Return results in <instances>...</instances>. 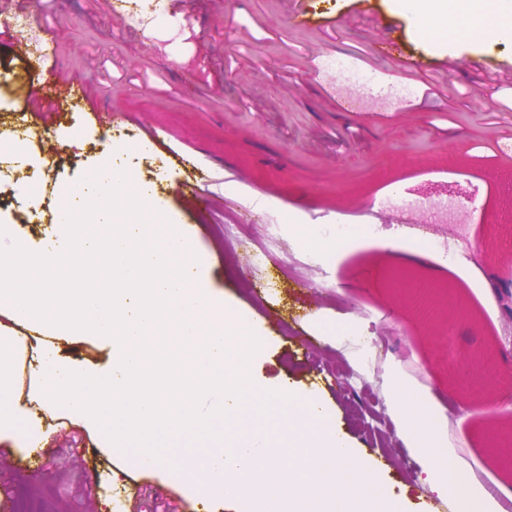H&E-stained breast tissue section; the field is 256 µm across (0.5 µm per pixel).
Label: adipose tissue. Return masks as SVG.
Listing matches in <instances>:
<instances>
[{
	"label": "adipose tissue",
	"instance_id": "ef3b65f1",
	"mask_svg": "<svg viewBox=\"0 0 512 512\" xmlns=\"http://www.w3.org/2000/svg\"><path fill=\"white\" fill-rule=\"evenodd\" d=\"M505 0H393L397 11L414 17L430 33L447 37L458 18L463 35L473 42L512 33V7ZM390 397L410 447L422 460L427 480L438 494L451 499L457 512H495L494 502L464 478L443 446L441 430L421 395L401 377H393Z\"/></svg>",
	"mask_w": 512,
	"mask_h": 512
}]
</instances>
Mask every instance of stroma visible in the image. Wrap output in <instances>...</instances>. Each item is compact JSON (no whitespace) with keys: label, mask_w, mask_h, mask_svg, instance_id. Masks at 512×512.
<instances>
[{"label":"stroma","mask_w":512,"mask_h":512,"mask_svg":"<svg viewBox=\"0 0 512 512\" xmlns=\"http://www.w3.org/2000/svg\"><path fill=\"white\" fill-rule=\"evenodd\" d=\"M304 2L306 24L293 0H0V170L29 175L46 159L55 187L34 215L28 187L0 193V224L39 247L68 189L120 140L209 292L256 323L257 381L319 395L408 512H454L393 424L399 374L440 418L465 476L505 505L498 486L512 466L499 444L512 435V389L486 401L463 372L491 349L493 377L512 379V319L494 291L512 282V85L495 84L512 75V43L439 40L389 0ZM20 8L49 45L41 66L17 42ZM329 56L344 70L323 69ZM403 58L424 67L403 72ZM48 78L81 82L83 99L47 107L35 95ZM116 109L132 138L119 139ZM30 130L46 148L27 143ZM199 166L210 172L203 211L189 201ZM372 199L379 233L340 252L313 257L294 231L352 218ZM228 224L245 231L225 239ZM295 258L313 261L310 276L294 274ZM408 280L431 289L428 304ZM447 295L459 318L440 310ZM350 329L365 350L347 345ZM369 350L382 355L377 367L364 363ZM111 356L110 339L86 334L58 358L104 371ZM45 434L43 472L0 468V512H14L20 488L41 512H237L233 497L138 467L71 414Z\"/></svg>","instance_id":"35a3bbf8"}]
</instances>
